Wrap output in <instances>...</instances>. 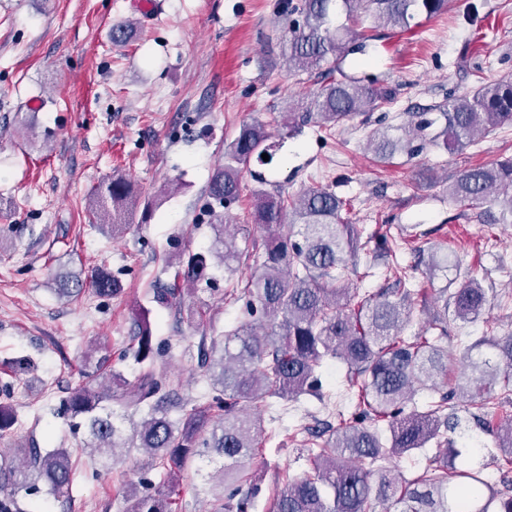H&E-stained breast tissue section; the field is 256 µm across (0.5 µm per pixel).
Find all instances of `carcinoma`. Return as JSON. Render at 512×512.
Here are the masks:
<instances>
[{
	"instance_id": "obj_1",
	"label": "carcinoma",
	"mask_w": 512,
	"mask_h": 512,
	"mask_svg": "<svg viewBox=\"0 0 512 512\" xmlns=\"http://www.w3.org/2000/svg\"><path fill=\"white\" fill-rule=\"evenodd\" d=\"M295 13L286 31L282 65L288 74L321 71L322 82L308 101L288 109V130L314 123L331 129L353 117L392 102L391 91L374 77L345 73L346 58L365 49L364 37L349 26L358 12L369 14L379 28L411 29L420 15L433 17L448 11V0H300L287 4ZM345 21H340V18ZM434 110L444 119L436 123L423 112L408 113L398 125L373 129L367 142L376 161L388 163L397 155L412 158L428 147L459 151L476 143L492 129L512 124V81L479 82L472 90ZM266 124L253 120L241 125L224 151V163L215 169L209 186V216L224 227V210L242 192V174L252 161L263 162L272 144ZM260 187L253 190L251 223L267 235L263 261L256 245L241 248L236 239L219 233L214 248L179 255L173 281L153 288L152 302L179 311L181 285L210 283L212 257L224 271L255 261L244 286L231 285L230 293L244 301L248 320L220 336L211 337V352L202 366L210 379L203 401L187 405L176 399L177 389L166 374L154 368L161 347L154 346L148 318L134 336V359L142 369L134 382L112 373L108 381L85 372L66 399V413L76 427L85 426L92 450L88 456L116 455L137 448L146 454L143 467L163 470L175 487L189 462L199 459L214 471L199 468L205 484L218 492L216 512H250L257 488L242 492V483L259 456L263 432L261 407L278 397L298 401L317 398L328 412L321 428L302 432L309 444V469L286 479L271 500L270 512H374L377 503H389L395 512H512V494L497 490L484 473L486 464H458L455 448L426 459L417 476L401 481L390 460L420 450L434 440L448 442L458 435L470 453L482 452L481 441L460 431V419L448 412V401L461 399L479 410L512 393V335L481 336L459 355L448 349V308L454 319L473 323L492 304L474 272L463 267L456 253L431 252L428 268L455 271L454 288L413 287L409 267L398 258L399 243L386 233L364 234L342 217L345 202L327 187L313 186L286 196L262 188L266 179L250 172ZM503 197L498 212H484L487 224H512V159L462 169L448 183V201L459 205L492 203ZM138 197L122 177L99 186L92 199L93 213L112 217V234L127 227L122 216L133 211ZM366 257L370 276L374 260H385L392 286L376 292L345 286ZM98 297L122 292L117 276L104 268L91 272L88 282ZM83 280H62L57 294L78 296ZM431 298L433 320L424 334L404 335L411 321L415 297ZM328 360L346 368L347 390L358 397L352 420L335 409V394L323 390L320 370ZM123 389V413L112 410V385ZM435 391L439 398L419 410L416 396ZM181 412L171 418L173 410ZM477 424L487 428L499 449L502 483H512V418L495 425L481 415ZM387 422L388 435L365 425ZM17 423L14 408L0 404V435ZM75 474L72 451L55 448H0V512H39L22 508L20 491L38 490L44 481L58 495L69 494ZM126 512H172L171 500L159 494L133 493Z\"/></svg>"
}]
</instances>
